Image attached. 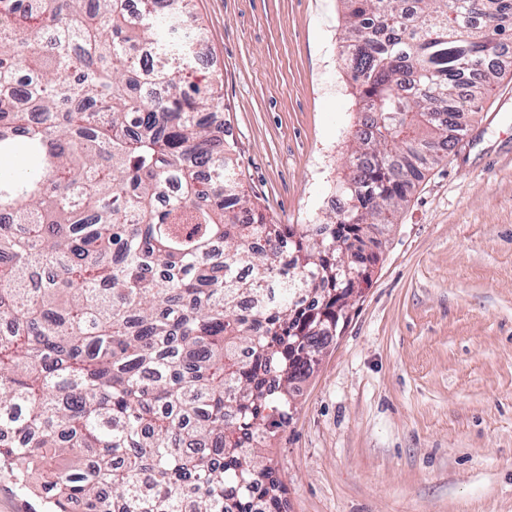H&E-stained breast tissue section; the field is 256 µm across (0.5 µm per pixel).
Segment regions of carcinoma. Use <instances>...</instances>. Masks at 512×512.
<instances>
[{
  "instance_id": "obj_1",
  "label": "carcinoma",
  "mask_w": 512,
  "mask_h": 512,
  "mask_svg": "<svg viewBox=\"0 0 512 512\" xmlns=\"http://www.w3.org/2000/svg\"><path fill=\"white\" fill-rule=\"evenodd\" d=\"M189 2L0 0V469L48 512L278 502L295 383L512 53V0H340L365 127L345 207L277 224L202 120Z\"/></svg>"
}]
</instances>
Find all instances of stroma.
Masks as SVG:
<instances>
[{
    "label": "stroma",
    "mask_w": 512,
    "mask_h": 512,
    "mask_svg": "<svg viewBox=\"0 0 512 512\" xmlns=\"http://www.w3.org/2000/svg\"><path fill=\"white\" fill-rule=\"evenodd\" d=\"M246 191L314 224L360 120L341 0H191ZM374 248L271 440L282 512H512V57Z\"/></svg>",
    "instance_id": "35a3bbf8"
}]
</instances>
